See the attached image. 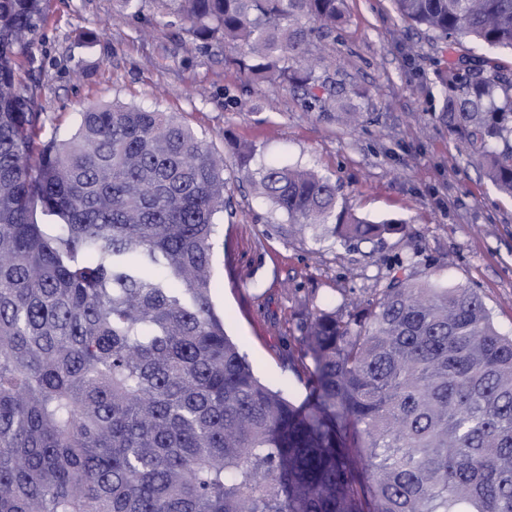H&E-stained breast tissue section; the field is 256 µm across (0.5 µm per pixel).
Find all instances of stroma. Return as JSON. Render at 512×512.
<instances>
[{
	"mask_svg": "<svg viewBox=\"0 0 512 512\" xmlns=\"http://www.w3.org/2000/svg\"><path fill=\"white\" fill-rule=\"evenodd\" d=\"M45 23L32 45L42 139L72 132L83 108L119 101L175 113L224 154L225 218L213 256L212 301L255 373L302 401L306 388L284 368L298 351L287 320L308 301L367 300L391 266L416 257L418 276L477 289L498 331L512 336V199L470 165L438 120L436 65L491 56L512 70V52L469 39L438 47L408 25L392 0H345L343 23L324 40L328 74L363 91L358 124L308 111L301 98L246 78L222 50H184L178 27L113 0H42ZM253 145L252 170L291 164L330 176L355 216L405 224L407 235L347 246L322 231L296 240L284 216L242 181L236 144Z\"/></svg>",
	"mask_w": 512,
	"mask_h": 512,
	"instance_id": "35a3bbf8",
	"label": "stroma"
}]
</instances>
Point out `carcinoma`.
<instances>
[{
    "instance_id": "cac0c4a2",
    "label": "carcinoma",
    "mask_w": 512,
    "mask_h": 512,
    "mask_svg": "<svg viewBox=\"0 0 512 512\" xmlns=\"http://www.w3.org/2000/svg\"><path fill=\"white\" fill-rule=\"evenodd\" d=\"M116 2L241 49L243 73L310 111L360 117L328 90L320 41L344 0ZM393 3L445 44L512 50V0ZM43 22L41 0H0V512H512V336L483 297L410 257L364 303L293 311L283 362L308 396L269 387L211 300L224 154L114 102L32 161L45 119L19 57L33 64ZM435 77L439 121L512 197V71ZM256 185L290 236L403 230L359 220L311 170L270 165Z\"/></svg>"
}]
</instances>
